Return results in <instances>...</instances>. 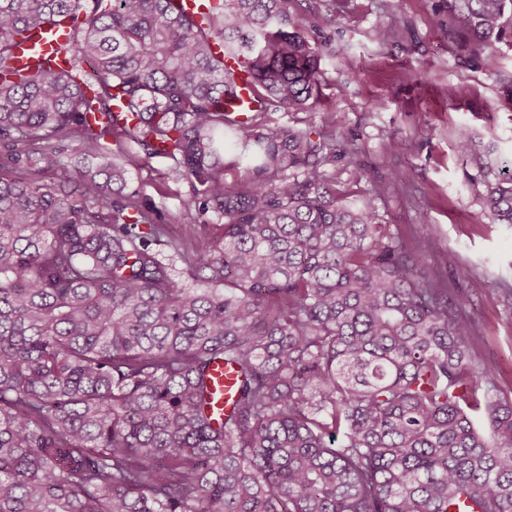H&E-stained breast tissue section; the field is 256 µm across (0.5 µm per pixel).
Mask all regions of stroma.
I'll use <instances>...</instances> for the list:
<instances>
[{
  "label": "stroma",
  "mask_w": 512,
  "mask_h": 512,
  "mask_svg": "<svg viewBox=\"0 0 512 512\" xmlns=\"http://www.w3.org/2000/svg\"><path fill=\"white\" fill-rule=\"evenodd\" d=\"M397 31L374 40L376 22ZM288 28L325 47L321 109L266 113L289 128L320 126L336 115V187L344 202L378 198L385 222L410 234L416 209L427 210L439 252L428 264L447 272L470 297L481 327L473 353L498 366L495 383L512 393V226L474 224L483 175L455 150L459 128L494 147L498 172L512 170V43L492 44L472 59L448 36L447 0H292ZM129 186L167 215L191 202L189 180H173L167 158L131 148ZM399 170L406 181L389 183Z\"/></svg>",
  "instance_id": "1"
}]
</instances>
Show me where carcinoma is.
<instances>
[{"mask_svg": "<svg viewBox=\"0 0 512 512\" xmlns=\"http://www.w3.org/2000/svg\"><path fill=\"white\" fill-rule=\"evenodd\" d=\"M175 2L0 0V512H512V396L473 355L467 296L422 264L427 211L407 240L377 197L338 200L333 113L319 132L263 119L321 98L290 0L200 22ZM505 6L448 0L449 33L477 56ZM64 24L70 71L14 65ZM224 52L250 73L243 120ZM57 135L171 159L223 223L176 233L123 163L100 165L109 195L59 156L36 177ZM456 151L493 167L465 129ZM484 187L471 223L512 224V177ZM214 368L213 376L218 386V388L215 387V393L218 391V396L214 406L218 410L225 411L229 409L233 400L234 373L224 365V362H219Z\"/></svg>", "mask_w": 512, "mask_h": 512, "instance_id": "carcinoma-1", "label": "carcinoma"}]
</instances>
